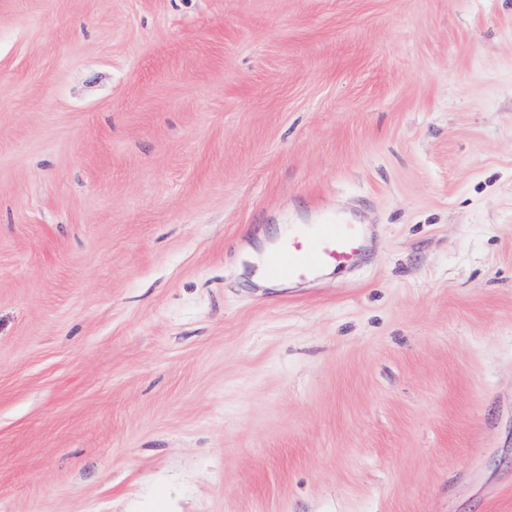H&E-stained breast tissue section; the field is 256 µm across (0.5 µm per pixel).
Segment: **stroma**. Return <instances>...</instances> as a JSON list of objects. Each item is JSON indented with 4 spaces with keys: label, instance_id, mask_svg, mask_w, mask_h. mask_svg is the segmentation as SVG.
Listing matches in <instances>:
<instances>
[{
    "label": "stroma",
    "instance_id": "obj_1",
    "mask_svg": "<svg viewBox=\"0 0 512 512\" xmlns=\"http://www.w3.org/2000/svg\"><path fill=\"white\" fill-rule=\"evenodd\" d=\"M0 512H512V0H0ZM364 245L365 233L360 224L302 225L268 258V272L277 279L301 281L318 270L353 265Z\"/></svg>",
    "mask_w": 512,
    "mask_h": 512
}]
</instances>
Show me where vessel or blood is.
<instances>
[{"instance_id":"b4317fda","label":"vessel or blood","mask_w":512,"mask_h":512,"mask_svg":"<svg viewBox=\"0 0 512 512\" xmlns=\"http://www.w3.org/2000/svg\"><path fill=\"white\" fill-rule=\"evenodd\" d=\"M365 233L359 224L299 226L267 261L275 278L301 281L322 269L353 265L363 251Z\"/></svg>"}]
</instances>
